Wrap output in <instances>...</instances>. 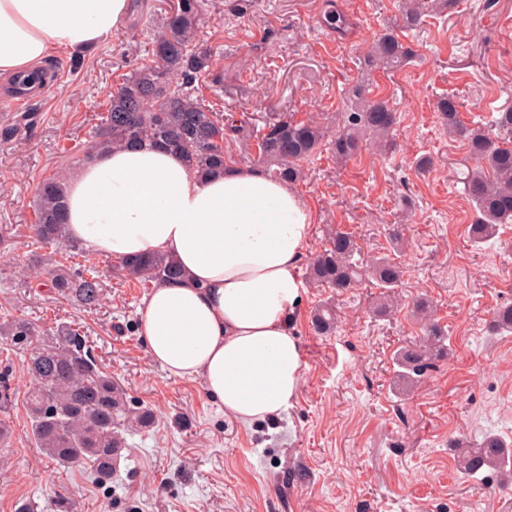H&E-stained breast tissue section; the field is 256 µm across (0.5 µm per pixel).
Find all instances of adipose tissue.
Masks as SVG:
<instances>
[{
    "label": "adipose tissue",
    "mask_w": 512,
    "mask_h": 512,
    "mask_svg": "<svg viewBox=\"0 0 512 512\" xmlns=\"http://www.w3.org/2000/svg\"><path fill=\"white\" fill-rule=\"evenodd\" d=\"M127 10L128 0H0V75L110 37ZM65 187L71 240L117 259L164 253L182 268L139 310L152 362L201 379L245 424L291 406L302 365L288 317L300 302L312 221L288 182L258 168L204 177L146 140L96 155Z\"/></svg>",
    "instance_id": "ef3b65f1"
}]
</instances>
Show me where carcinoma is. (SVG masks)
<instances>
[{"label": "carcinoma", "mask_w": 512, "mask_h": 512, "mask_svg": "<svg viewBox=\"0 0 512 512\" xmlns=\"http://www.w3.org/2000/svg\"><path fill=\"white\" fill-rule=\"evenodd\" d=\"M435 2L401 0L404 24H415ZM447 5H452V0L439 3L441 7ZM199 9L200 0H178L176 11L164 21V31L154 43L151 57L141 60L112 92L106 116L93 130V152L134 147L150 139L174 151L200 174L230 166L227 132L235 128L225 125L217 113L188 91L197 75L211 64L208 51L195 40ZM324 24L341 32L348 22L332 5L325 13ZM412 57L413 50L390 32L373 42L370 62L400 68ZM176 76L182 78V83L174 81ZM353 97L355 101L344 113L343 131L333 147L341 160L359 153L365 134L377 137L380 147L389 148L396 124V115L386 101L368 97L365 82L355 85ZM437 110L448 129L467 140L470 154L477 161V168L466 178L465 189L480 214L470 226V235L474 243H484L498 233L500 225L512 223V111L499 113L497 133L492 134L483 127L464 126L459 103L452 97L441 98ZM256 138L259 158L267 165L269 176L295 182L322 134L313 121L273 119L265 123ZM64 198L60 180L41 183L36 223L31 225L39 243H64ZM356 252L349 234L340 230L330 233L323 250L309 262L307 279L338 294L347 291L362 278L363 266L355 259ZM119 268L127 280L134 282H164L181 274L174 258L160 253L122 258ZM371 271L375 286L381 289L376 311L387 313L391 311L394 289L401 282V267L380 257ZM51 276L52 286L62 299L89 310L100 305L102 293L95 265H88L77 275L56 266ZM414 308L422 322L423 336L418 345L396 356L397 378L405 383L419 382L433 367V361L448 356V330L435 318L432 303L421 298ZM336 324V309L330 302L319 304L313 311L316 333L329 335ZM492 325L497 332L512 333V305L498 308ZM0 335L30 347L28 370L35 386L25 393L24 403L38 447L60 464L88 466L96 480L108 482L125 447L118 421L148 428L154 422L152 410L127 408L123 388L99 366L86 336L69 325L58 328L56 336L45 338L35 324L14 319L0 324ZM457 461L467 477L490 471L505 484L512 477V444L486 435L477 447L461 451Z\"/></svg>", "instance_id": "cac0c4a2"}]
</instances>
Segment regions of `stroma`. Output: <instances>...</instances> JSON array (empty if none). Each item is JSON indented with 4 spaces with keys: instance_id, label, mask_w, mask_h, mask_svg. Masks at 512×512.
Wrapping results in <instances>:
<instances>
[{
    "instance_id": "35a3bbf8",
    "label": "stroma",
    "mask_w": 512,
    "mask_h": 512,
    "mask_svg": "<svg viewBox=\"0 0 512 512\" xmlns=\"http://www.w3.org/2000/svg\"><path fill=\"white\" fill-rule=\"evenodd\" d=\"M399 0H202L195 40L212 64L194 86L220 117L238 121L229 143L239 167L258 166L254 135L273 116L324 130L294 187L313 213L305 257L330 231L352 235L364 264L389 255L402 270L398 308L376 314L379 291L364 277L343 294L307 283L290 320L302 357L291 407L245 425L225 415L200 380L169 376L138 331L151 291L128 282L116 259L96 256L102 304L87 311L58 299L45 263L76 273L85 247L39 245L29 236L38 186L86 164L92 131L112 91L147 55L170 0H130L111 37L85 51L53 55L42 97L23 109L0 98V322L16 318L47 333L72 325L87 337L130 406L153 410L150 428L126 431L111 483L59 465L31 438L23 405L0 413L11 436L0 446V512L26 502L37 512H512V485L463 477L451 441L486 434L512 442V333L491 329L512 304V224L474 244L476 218L464 178L476 165L450 136L436 103L453 96L466 123L491 126L512 109V0H458L401 28L415 53L395 70L368 65L372 43L399 26ZM350 22L337 33L329 6ZM388 101L397 123L391 150L364 142L351 159L332 150L354 85ZM432 166L420 172L417 159ZM400 232L403 251L390 248ZM424 297L448 331V355L414 392L398 393L393 357L418 340L413 303ZM333 301L335 331L314 332L316 305Z\"/></svg>"
}]
</instances>
